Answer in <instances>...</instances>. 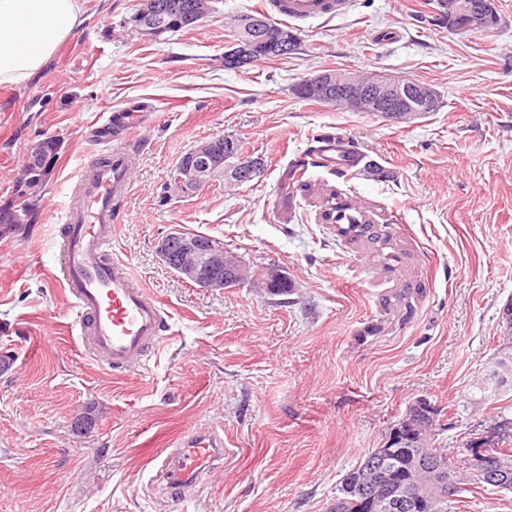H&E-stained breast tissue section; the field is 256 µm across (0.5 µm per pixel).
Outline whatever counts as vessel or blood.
<instances>
[{
    "instance_id": "b4317fda",
    "label": "vessel or blood",
    "mask_w": 512,
    "mask_h": 512,
    "mask_svg": "<svg viewBox=\"0 0 512 512\" xmlns=\"http://www.w3.org/2000/svg\"><path fill=\"white\" fill-rule=\"evenodd\" d=\"M264 13L307 23L349 13L353 0H260ZM145 102L114 107L102 123L91 126L103 147L99 157L77 177L62 222L56 253L61 284L77 311L70 332L99 364L124 371L149 364L167 339L169 313L133 276L128 262L112 252V229L120 214L113 204L125 198L132 183L135 156L125 143L147 123ZM324 160L344 168L351 147L327 133L319 140ZM224 462L223 431L206 428L172 437L150 485L170 498L188 501L196 486Z\"/></svg>"
}]
</instances>
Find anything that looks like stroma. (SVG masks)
I'll use <instances>...</instances> for the list:
<instances>
[{
    "label": "stroma",
    "instance_id": "35a3bbf8",
    "mask_svg": "<svg viewBox=\"0 0 512 512\" xmlns=\"http://www.w3.org/2000/svg\"><path fill=\"white\" fill-rule=\"evenodd\" d=\"M142 0H87L83 28L36 79L0 101V205L40 137L61 141L37 217L0 238V512H176L148 486V451L190 429H223L222 467L186 512H326L342 478L424 399L433 446L496 436L512 448V391L473 403L512 300V0L498 29L458 33L435 0H354L339 18L296 26L297 53L224 67L234 17L258 0H212L197 26L152 38ZM386 71L430 85L440 111L406 123L296 96L328 70ZM152 100L112 248L171 314L149 366L123 375L73 341L74 310L53 248L74 177L100 148L83 129L108 107ZM344 136L364 163L336 170L318 135ZM230 135L260 177L224 174L189 196L168 191L196 141ZM357 201L392 237L385 270L368 245L319 223V196ZM220 239L253 269L281 271L286 297L251 284L179 279L158 246L172 231ZM409 287L408 306L386 298Z\"/></svg>",
    "mask_w": 512,
    "mask_h": 512
}]
</instances>
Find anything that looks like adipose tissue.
Masks as SVG:
<instances>
[{
    "mask_svg": "<svg viewBox=\"0 0 512 512\" xmlns=\"http://www.w3.org/2000/svg\"><path fill=\"white\" fill-rule=\"evenodd\" d=\"M85 21L84 0H0V85L37 77Z\"/></svg>",
    "mask_w": 512,
    "mask_h": 512,
    "instance_id": "adipose-tissue-1",
    "label": "adipose tissue"
}]
</instances>
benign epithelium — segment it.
Instances as JSON below:
<instances>
[{
	"mask_svg": "<svg viewBox=\"0 0 512 512\" xmlns=\"http://www.w3.org/2000/svg\"><path fill=\"white\" fill-rule=\"evenodd\" d=\"M441 4L443 9L438 14L450 22L459 21L462 32L500 23L496 0H441ZM275 28L277 25L269 20L256 19L252 27L239 29L228 40L224 52L225 67L238 69L251 64L253 50L259 42L273 39L282 50H288V40L271 37ZM302 83L321 90L324 99L338 107L350 105L388 115L396 113L401 119L414 118L417 113L437 106L431 87L424 84L410 87L386 72L373 75L369 84L363 83L358 75L350 71L336 79L320 72L305 77ZM219 142V137L202 140L182 157L172 175V184L179 193H195L226 166L232 170L235 183L244 184L254 180L257 174L254 161L234 151L224 153ZM160 250L167 259L175 261L174 272L182 281L200 288H228L246 281L250 276L246 264L219 240L204 242L195 236L172 232L161 241ZM420 408L435 416V409L424 399L411 405L395 427L389 447L376 449L374 459L357 475L351 494L367 499L370 491L383 489L388 494L387 507H396L402 512H425V503L404 492L393 481L392 470L387 467L388 458L395 455L399 448L395 441H401L405 436L415 441H425L428 428L415 420V411ZM471 467L473 471L495 479L512 471V460H493L478 451L472 454Z\"/></svg>",
	"mask_w": 512,
	"mask_h": 512,
	"instance_id": "benign-epithelium-1",
	"label": "benign epithelium"
}]
</instances>
